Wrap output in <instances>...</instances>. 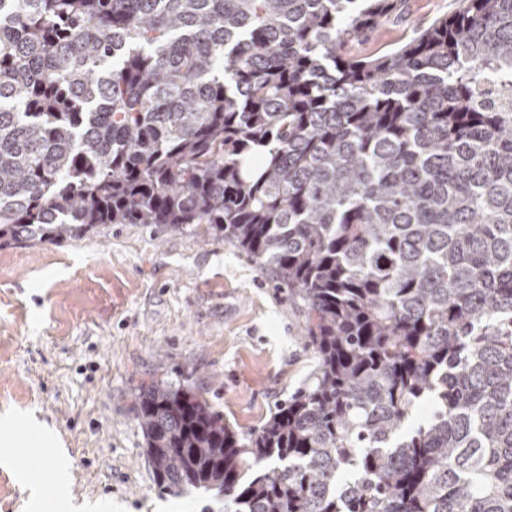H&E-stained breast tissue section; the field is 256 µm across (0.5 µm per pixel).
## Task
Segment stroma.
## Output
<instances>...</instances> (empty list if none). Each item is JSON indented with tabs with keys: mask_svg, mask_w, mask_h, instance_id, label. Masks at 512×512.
<instances>
[{
	"mask_svg": "<svg viewBox=\"0 0 512 512\" xmlns=\"http://www.w3.org/2000/svg\"><path fill=\"white\" fill-rule=\"evenodd\" d=\"M459 0H404L367 51L409 41ZM308 321L272 273L204 229L111 224L60 243L0 247V512H224L217 491L156 486L138 389L189 377L227 424L260 427L312 376ZM66 462L48 503L43 448Z\"/></svg>",
	"mask_w": 512,
	"mask_h": 512,
	"instance_id": "stroma-1",
	"label": "stroma"
}]
</instances>
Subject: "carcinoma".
I'll list each match as a JSON object with an SVG mask.
<instances>
[{
    "mask_svg": "<svg viewBox=\"0 0 512 512\" xmlns=\"http://www.w3.org/2000/svg\"><path fill=\"white\" fill-rule=\"evenodd\" d=\"M397 2L0 0V246L204 224L306 310L316 369L257 429L139 392L169 493L512 512V0L351 54Z\"/></svg>",
    "mask_w": 512,
    "mask_h": 512,
    "instance_id": "cac0c4a2",
    "label": "carcinoma"
}]
</instances>
